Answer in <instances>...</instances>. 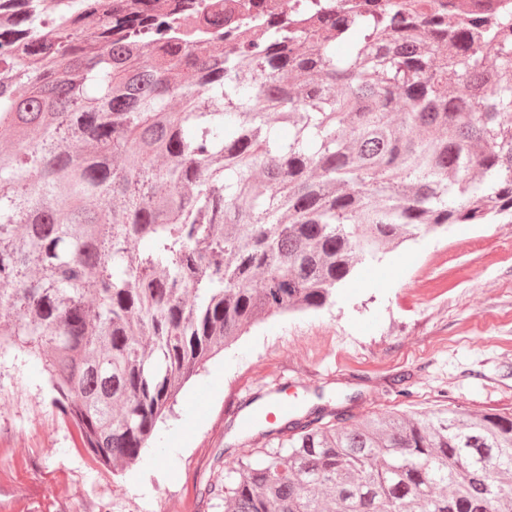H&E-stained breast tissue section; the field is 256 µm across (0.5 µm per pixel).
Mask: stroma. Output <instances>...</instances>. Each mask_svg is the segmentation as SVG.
<instances>
[{
  "instance_id": "stroma-1",
  "label": "stroma",
  "mask_w": 512,
  "mask_h": 512,
  "mask_svg": "<svg viewBox=\"0 0 512 512\" xmlns=\"http://www.w3.org/2000/svg\"><path fill=\"white\" fill-rule=\"evenodd\" d=\"M29 356L0 353V512H224L253 398L355 419L441 405L512 413V223L456 224L358 266L333 304L255 326L207 361L125 472L77 445Z\"/></svg>"
}]
</instances>
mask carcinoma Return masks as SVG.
I'll use <instances>...</instances> for the list:
<instances>
[{
	"label": "carcinoma",
	"instance_id": "carcinoma-1",
	"mask_svg": "<svg viewBox=\"0 0 512 512\" xmlns=\"http://www.w3.org/2000/svg\"><path fill=\"white\" fill-rule=\"evenodd\" d=\"M68 0L0 25V351L101 464L184 383L423 231L512 219V4ZM457 87L449 90L448 74ZM292 127L283 137L279 126ZM257 431L224 512H512V415Z\"/></svg>",
	"mask_w": 512,
	"mask_h": 512
}]
</instances>
